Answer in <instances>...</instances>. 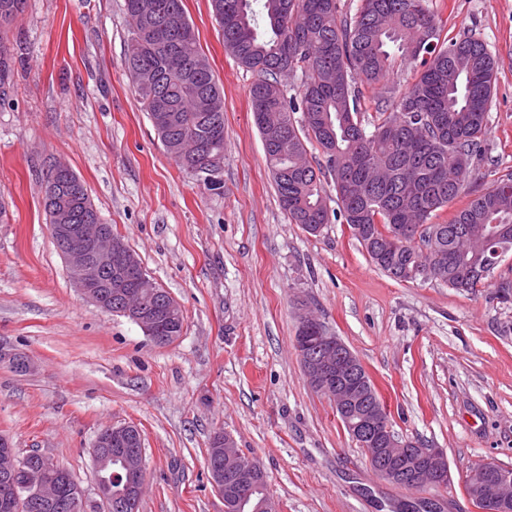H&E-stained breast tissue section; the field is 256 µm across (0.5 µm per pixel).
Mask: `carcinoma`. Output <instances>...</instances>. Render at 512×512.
Returning a JSON list of instances; mask_svg holds the SVG:
<instances>
[{"label": "carcinoma", "mask_w": 512, "mask_h": 512, "mask_svg": "<svg viewBox=\"0 0 512 512\" xmlns=\"http://www.w3.org/2000/svg\"><path fill=\"white\" fill-rule=\"evenodd\" d=\"M26 0H0V30L23 11ZM224 48L256 71L251 105L267 99L275 114L257 125L282 209L306 232L313 224L342 219L370 260L398 282L429 277L463 292L488 286L494 269L512 252V173L477 194L446 224L435 213L453 203L481 156L497 81L498 61L474 34L440 42L429 0H359L354 17L339 0H210ZM133 18L128 73L148 116L164 98L174 126L155 131L178 166L200 179L211 152L224 151V92L201 54L183 0H125ZM178 21L168 41L152 26ZM421 61L416 80L382 113L373 131L361 119V92L385 82L397 58ZM300 79L287 96L280 77ZM12 84L11 57L0 36V101ZM315 141L324 162L312 164L306 142ZM331 177L337 208L327 205L323 179ZM46 223L85 224L99 217L73 172L49 173ZM501 236L500 253L483 241Z\"/></svg>", "instance_id": "obj_1"}]
</instances>
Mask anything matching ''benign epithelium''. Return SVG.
Listing matches in <instances>:
<instances>
[{
    "label": "benign epithelium",
    "instance_id": "1",
    "mask_svg": "<svg viewBox=\"0 0 512 512\" xmlns=\"http://www.w3.org/2000/svg\"><path fill=\"white\" fill-rule=\"evenodd\" d=\"M49 230L59 245L72 281L84 297L98 307L117 312L135 322L150 340H159L162 326L176 327L182 310L172 299L166 308L154 314L141 304L145 294L158 293V285L139 271L137 256L107 224H51ZM113 273V300L102 296L100 278ZM295 348L308 383L331 399L336 413L343 417L350 437L367 449L374 471L388 483L412 490L441 487L448 483V458L441 448H427L402 439L393 429L382 401L372 394L365 370L358 357L323 321L301 305ZM143 447L139 428L133 423L108 425L98 433L95 448L104 464L115 463L117 470L98 476L103 501L120 512H127L142 497L145 482ZM212 448L219 464L210 470V478L219 493L224 481L233 480L237 491H250L264 478L260 463L236 447L231 435L214 433ZM0 469L6 474L26 465L30 467L23 492H31L45 507L58 512H76L82 504L81 491L73 495L50 493L44 477L57 470L56 461L43 454L29 462L11 448L0 454ZM508 466L497 465L473 472L468 477L472 491L481 502V512H512V475Z\"/></svg>",
    "mask_w": 512,
    "mask_h": 512
}]
</instances>
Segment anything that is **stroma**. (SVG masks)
<instances>
[{"instance_id": "stroma-1", "label": "stroma", "mask_w": 512, "mask_h": 512, "mask_svg": "<svg viewBox=\"0 0 512 512\" xmlns=\"http://www.w3.org/2000/svg\"><path fill=\"white\" fill-rule=\"evenodd\" d=\"M448 40L478 33L499 61L485 153L444 224L512 172V0H432ZM125 0H27L5 32L13 90L0 101V436L37 450L103 512L93 464L99 430L136 424L146 490L140 512H224L206 450L231 434L267 475L278 512H392L410 491L384 482L294 346L307 304L359 358L403 438L444 449V512H475L464 479L512 466V252L488 287L382 273L347 225L316 235L282 210L254 125L256 72L224 48L210 0H184L198 47L224 90L219 189L182 170L140 104L125 66ZM84 183L104 223L180 305L182 335L155 346L128 318L75 288L45 222L55 163Z\"/></svg>"}]
</instances>
